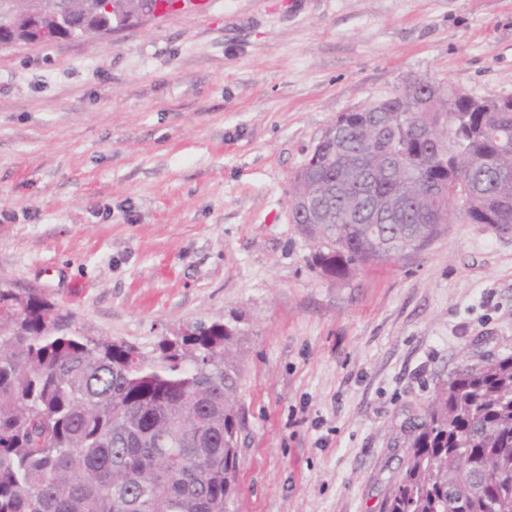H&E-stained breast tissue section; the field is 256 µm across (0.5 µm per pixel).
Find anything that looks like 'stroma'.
Returning a JSON list of instances; mask_svg holds the SVG:
<instances>
[{
	"label": "stroma",
	"instance_id": "1",
	"mask_svg": "<svg viewBox=\"0 0 512 512\" xmlns=\"http://www.w3.org/2000/svg\"><path fill=\"white\" fill-rule=\"evenodd\" d=\"M414 79L512 96V0H199L0 50V276L148 355L236 322V512H381L405 425L512 353V229L336 279L289 220L336 116Z\"/></svg>",
	"mask_w": 512,
	"mask_h": 512
}]
</instances>
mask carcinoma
<instances>
[{
	"mask_svg": "<svg viewBox=\"0 0 512 512\" xmlns=\"http://www.w3.org/2000/svg\"><path fill=\"white\" fill-rule=\"evenodd\" d=\"M175 0H112L119 25ZM71 12L99 35L91 0H44L51 27ZM443 118L423 137L428 113ZM288 204L332 213L298 224L318 273L348 278L417 252L451 220L512 224V111L474 106L453 86L378 99L356 126L331 124ZM438 191L444 209L423 197ZM386 204L397 221L366 224ZM239 330L194 322L148 356L92 336L35 288L0 287V512H233L238 459ZM407 454L383 512H512V355L465 365L407 432Z\"/></svg>",
	"mask_w": 512,
	"mask_h": 512,
	"instance_id": "obj_1",
	"label": "carcinoma"
}]
</instances>
